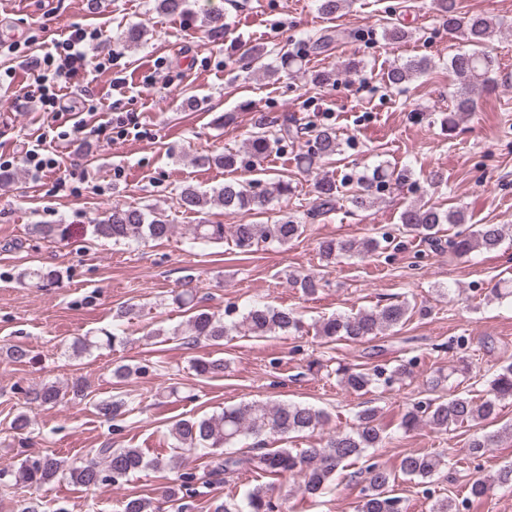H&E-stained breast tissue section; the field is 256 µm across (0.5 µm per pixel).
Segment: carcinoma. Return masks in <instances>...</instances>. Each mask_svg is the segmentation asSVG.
Here are the masks:
<instances>
[{"mask_svg": "<svg viewBox=\"0 0 512 512\" xmlns=\"http://www.w3.org/2000/svg\"><path fill=\"white\" fill-rule=\"evenodd\" d=\"M155 9L168 15H182L187 11V0H154ZM317 10L325 16H344L349 12L352 0H316ZM445 26L450 31L462 32L468 49H461L448 61V70L453 74L457 90L453 100V109L448 112L445 123L448 129L456 127V118L474 110V95L477 89L485 88L494 81L496 60L482 50V46L497 33V24L488 17L477 13H463L457 0H436ZM280 65L265 66V71L274 76L282 71L297 72L302 67V57L289 51L278 52ZM431 68V59L427 56L413 57L392 66L386 72L387 84L398 87L426 73ZM274 132H269V128ZM297 137V131L291 126V119L283 116L280 122H268L262 117L256 130L252 132L247 144V155L259 160L269 154L276 146L288 145V141ZM306 150L298 155V163L308 169L319 162L341 152V140L332 127H320L305 142ZM200 161L214 164L228 171L235 170L240 163L239 156L228 152L216 156H205ZM408 171L388 165H379L375 175H361L348 180L351 185L347 202L356 209H367L374 205L373 187L377 183L405 184ZM293 187L287 181H279L270 187L260 182H242L228 180L212 191H201L192 185H185L176 194L177 208L185 212H201L215 205L226 213L248 211L262 212L268 209L273 199L292 194ZM343 194V185L332 177L319 179L316 185V198L309 210L313 217L326 216L336 210L339 195ZM466 214L463 209L443 210L426 203L408 205L399 215L398 231L407 237L421 241L438 242L442 226L445 224H464ZM34 230L44 238L55 240L64 238L68 232L63 224H37ZM173 225L169 215L163 211L144 210L133 205L116 204L106 218L91 225V235L97 240L120 243L126 240L145 241L162 240L172 234ZM304 232V225L288 218H282L272 224H234L231 226V240L234 245L249 252L262 243L285 245ZM224 225L196 224L193 227V239L204 243L224 241ZM504 225L478 224L468 235H457L448 239V247L456 254L466 256L475 250L493 251L503 240ZM391 236L381 238L367 237L357 239H329L320 244L322 260L330 263L338 255L365 256L387 249ZM427 316L430 310L415 308L408 301H390L374 310L362 311L352 315L333 314L322 318L316 325L317 335L328 342L347 340L364 342L382 333L384 330L401 326L414 313ZM142 308L135 303H127L118 308L113 315L114 332L105 333L109 344L120 343L124 337L118 330L124 322L141 316ZM303 321L298 314L286 308L254 304L242 312L231 307L227 311L212 312L197 309L187 323L186 329L155 328L148 333L157 336H188L195 342L201 339L214 343L224 340L233 332H244L257 338L270 334L295 335L302 332ZM196 375L213 378L224 373V360L200 357L193 361ZM340 382L351 394L368 392L378 385L390 386L411 374V363L400 364L391 370L376 366L366 368H339ZM65 396L63 388L54 382L45 383L30 393V402L39 406H55ZM512 398V364L501 367L490 381L487 397L476 402L466 396L454 395L446 399H427L412 403L406 408L400 419V427L406 431L422 424L438 430L468 423L480 424L495 420L499 404ZM328 416L321 410L310 406L287 403L267 406L257 403L239 404L226 408L219 414L190 417L176 420L170 435L175 443L174 453L168 457L156 456L145 459L138 448H111L98 450L99 459L66 466L64 461L46 454L37 457H25L20 465L13 469H0V481L6 480L15 485L37 489L53 481L60 474H67L72 483L94 488L103 482L118 484L128 480L141 469L151 466L156 470L175 473L172 484L165 489L167 501L185 508L183 500L200 494V488L208 485L195 471L185 469L180 462L184 452H201L212 458L210 474H239L251 472L259 475L277 476L298 473L303 478L302 491L314 497L344 468V463L359 458L367 449L377 448L383 441V429L377 423V409L366 407L357 415V425L346 431L330 435L323 445L307 448L298 453L291 448H270L251 456H232L224 453L226 445L251 436L257 440L266 435H276L286 441L292 436L313 432L325 425ZM503 434H512V425H506L493 435L483 434L469 444L470 455L482 456L492 447L496 439ZM448 465L441 454H409L399 464V472L411 479L423 481L431 479L442 466ZM367 486L357 512H405L403 500L393 494L396 472L372 464L367 469ZM512 489V465H506L495 473L474 479L468 486L466 495L459 502L446 499L437 500L430 512H465L470 505L485 497L495 487ZM122 512H157V506L150 499L128 497L123 501ZM212 512H278L270 488L266 485L255 486L246 497L245 506L232 501L216 500Z\"/></svg>", "mask_w": 512, "mask_h": 512, "instance_id": "cac0c4a2", "label": "carcinoma"}]
</instances>
